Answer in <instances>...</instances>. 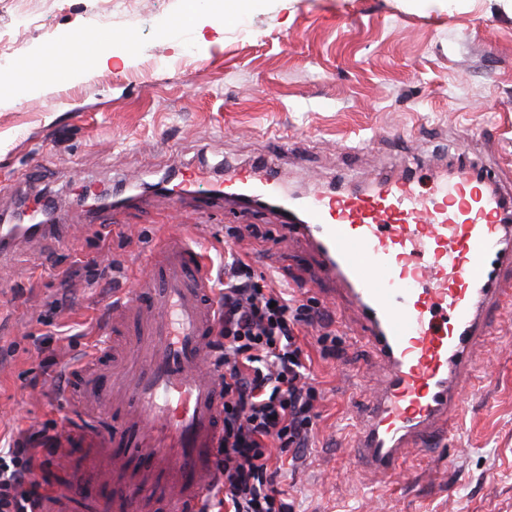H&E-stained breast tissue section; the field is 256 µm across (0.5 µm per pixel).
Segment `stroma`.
Masks as SVG:
<instances>
[{
    "label": "stroma",
    "mask_w": 512,
    "mask_h": 512,
    "mask_svg": "<svg viewBox=\"0 0 512 512\" xmlns=\"http://www.w3.org/2000/svg\"><path fill=\"white\" fill-rule=\"evenodd\" d=\"M188 12L189 0H0V32L17 44L0 85L34 70L29 50L47 40H131L112 48L108 68L76 82L60 73L0 105V225L48 200L56 223L75 229L0 252V449L62 430V372L99 343L113 289L134 288L155 244L180 229L201 240L216 286L236 256L255 274L277 271L333 319L300 335L317 416L277 477L292 512H512V316L476 350L479 381L445 447L416 449L408 475L384 482L356 440L387 368L358 340L348 302L318 281L307 245L274 211L228 203L203 213L155 189L202 166L217 181L276 151L305 195L397 170L408 152L424 179L460 155L511 175L512 14L498 0H254L228 22L204 0L200 31ZM86 186L126 196L108 209L120 231H91ZM89 262L115 283L88 281ZM322 335L338 355L322 354Z\"/></svg>",
    "instance_id": "stroma-1"
}]
</instances>
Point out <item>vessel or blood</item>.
<instances>
[{
  "label": "vessel or blood",
  "instance_id": "vessel-or-blood-1",
  "mask_svg": "<svg viewBox=\"0 0 512 512\" xmlns=\"http://www.w3.org/2000/svg\"><path fill=\"white\" fill-rule=\"evenodd\" d=\"M171 195L204 212L237 197L301 210L288 232L313 247L388 368L358 432L364 460L389 479L411 449L447 441L465 411L461 393L476 386L472 352L497 334L490 312H512V194L495 173L470 161L424 192L402 170L293 199L269 159L217 186L183 172ZM50 230L2 225L0 250ZM150 266L134 291L114 294L90 361L68 370L66 398L80 411L58 460L73 479L38 512H202L213 489L224 380L211 267L184 235L154 248Z\"/></svg>",
  "mask_w": 512,
  "mask_h": 512
}]
</instances>
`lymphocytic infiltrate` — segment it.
Wrapping results in <instances>:
<instances>
[{
    "label": "lymphocytic infiltrate",
    "instance_id": "1",
    "mask_svg": "<svg viewBox=\"0 0 512 512\" xmlns=\"http://www.w3.org/2000/svg\"><path fill=\"white\" fill-rule=\"evenodd\" d=\"M220 364L224 368V434L216 467L224 479V512H288L275 485L282 453L305 448L315 416L297 327L326 320L282 286L234 259L220 298ZM43 459L26 444L0 456V512H34L58 450L46 437Z\"/></svg>",
    "mask_w": 512,
    "mask_h": 512
}]
</instances>
